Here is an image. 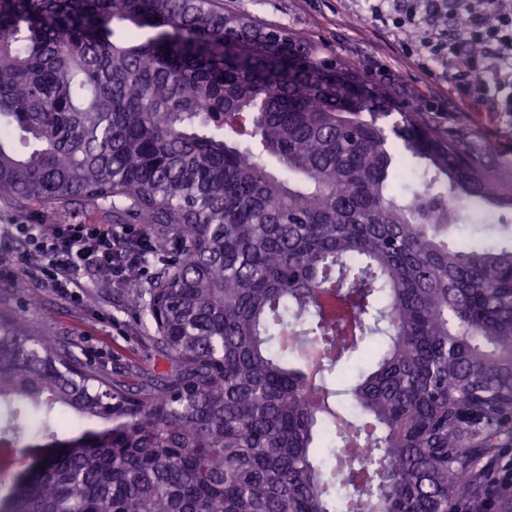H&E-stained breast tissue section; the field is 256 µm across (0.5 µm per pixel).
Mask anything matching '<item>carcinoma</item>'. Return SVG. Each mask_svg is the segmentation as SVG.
Here are the masks:
<instances>
[{
  "label": "carcinoma",
  "instance_id": "carcinoma-1",
  "mask_svg": "<svg viewBox=\"0 0 512 512\" xmlns=\"http://www.w3.org/2000/svg\"><path fill=\"white\" fill-rule=\"evenodd\" d=\"M494 150L222 0H0V193L189 243L148 289L169 367L136 389L0 315V444L36 462L0 512L478 501L512 442V237L448 235L512 228ZM491 223L492 221L487 219L480 224H461L459 230L456 232L457 237L463 244H469L474 241H479L483 244L498 242V232L488 226L491 225Z\"/></svg>",
  "mask_w": 512,
  "mask_h": 512
}]
</instances>
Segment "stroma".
Returning a JSON list of instances; mask_svg holds the SVG:
<instances>
[{
	"label": "stroma",
	"instance_id": "stroma-1",
	"mask_svg": "<svg viewBox=\"0 0 512 512\" xmlns=\"http://www.w3.org/2000/svg\"><path fill=\"white\" fill-rule=\"evenodd\" d=\"M224 6L317 43L323 57L367 64L371 81L409 100L417 111L431 112L449 129L467 130L474 140L493 142L495 166L512 177V112L459 111L451 85L403 53L389 30L371 20L367 0H224ZM181 246L179 237L169 236L166 249L136 279L82 289L76 300L33 285L20 294L2 280L0 313L24 318L29 327L72 346L94 368L110 373L114 383L135 387L168 366L155 342L146 290Z\"/></svg>",
	"mask_w": 512,
	"mask_h": 512
}]
</instances>
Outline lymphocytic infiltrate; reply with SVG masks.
<instances>
[{
	"instance_id": "f902f5d3",
	"label": "lymphocytic infiltrate",
	"mask_w": 512,
	"mask_h": 512,
	"mask_svg": "<svg viewBox=\"0 0 512 512\" xmlns=\"http://www.w3.org/2000/svg\"><path fill=\"white\" fill-rule=\"evenodd\" d=\"M369 10L463 105L512 112V0H371ZM153 252L146 234L109 224H1L0 280L75 299L90 283H126Z\"/></svg>"
}]
</instances>
